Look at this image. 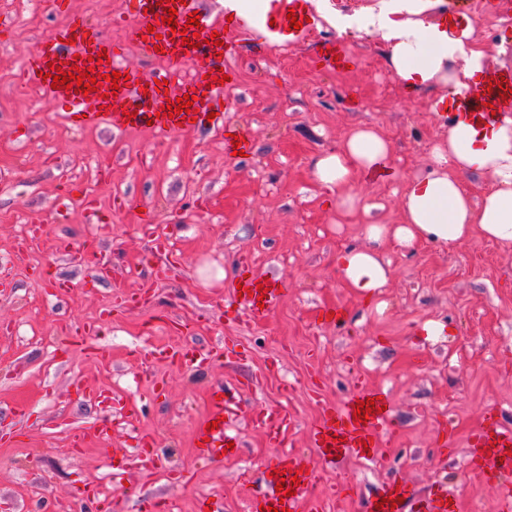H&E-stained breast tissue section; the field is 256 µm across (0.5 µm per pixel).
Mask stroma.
<instances>
[{
	"label": "stroma",
	"instance_id": "35a3bbf8",
	"mask_svg": "<svg viewBox=\"0 0 512 512\" xmlns=\"http://www.w3.org/2000/svg\"><path fill=\"white\" fill-rule=\"evenodd\" d=\"M70 5L121 42L126 0ZM471 16L479 49L512 70V42L499 41L512 17L487 5ZM0 17V323L11 326L0 334V505L95 512L83 496L94 486L112 512L160 500L193 512L203 494L222 512H248L268 486L264 461L278 452L320 470L305 494L324 512H370L394 484L414 494L444 488L456 512H496L498 494L471 469L469 444L486 412L512 429V247L387 246L381 311L344 288L332 262L338 248L363 243L368 221L399 223L404 183L424 171L443 132L430 92L404 88L379 38L330 25L300 46L236 39L223 130L169 134L158 152L151 126L78 130L57 101L20 87L25 58L64 21L54 0H0ZM333 38L347 45L350 68L313 64L315 47ZM359 125L387 138L400 177L353 182L349 193L372 211L341 214L311 161ZM227 129L244 135L248 153L225 151ZM87 241L109 261L108 278L75 255ZM245 256L282 289L258 322L235 307V278L199 274ZM328 308L341 318L320 320ZM429 320L448 321L452 333L423 335ZM170 350L213 358L186 369ZM360 382L392 398L395 430L376 460L324 458L310 433L324 406L343 405ZM216 383L233 397L242 447L209 461L192 439ZM280 408L291 434L277 451L262 417ZM93 424L107 425V439L72 447L71 436ZM443 428L450 458L440 452ZM145 441L160 464L137 455L104 466L105 449ZM344 479L357 484L355 500L337 499Z\"/></svg>",
	"mask_w": 512,
	"mask_h": 512
}]
</instances>
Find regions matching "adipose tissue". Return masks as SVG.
I'll use <instances>...</instances> for the list:
<instances>
[{"label": "adipose tissue", "instance_id": "obj_1", "mask_svg": "<svg viewBox=\"0 0 512 512\" xmlns=\"http://www.w3.org/2000/svg\"><path fill=\"white\" fill-rule=\"evenodd\" d=\"M440 0H378L362 17L366 33L388 48L387 62L408 90L440 86L430 103L442 115L446 132L430 150L423 174L403 191L402 221L368 224L367 246H345L333 257L343 287L371 301L386 285L390 270L381 256L391 244L411 250L422 244L445 248L479 237L512 246V116L484 117L460 103L484 89L497 71L494 59L478 50L479 32L467 17L428 23L423 13ZM465 171L491 179L493 188L473 200L458 175ZM314 180L336 196L337 208L351 211L357 199L348 193L355 179L389 181L397 173L388 140L373 128H356L336 149L321 153L312 166Z\"/></svg>", "mask_w": 512, "mask_h": 512}]
</instances>
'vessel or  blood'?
I'll use <instances>...</instances> for the list:
<instances>
[{"instance_id": "b4317fda", "label": "vessel or blood", "mask_w": 512, "mask_h": 512, "mask_svg": "<svg viewBox=\"0 0 512 512\" xmlns=\"http://www.w3.org/2000/svg\"><path fill=\"white\" fill-rule=\"evenodd\" d=\"M239 0H224V16L218 20L200 17L198 32L202 39L199 48L184 49L180 33L171 32L165 22H158L157 14L163 13V6L157 0H130L133 18L123 24L122 43H114L91 24L84 16L71 15L68 22L42 38L28 56L23 69L24 81L37 87L41 92L52 93L64 108L66 119L71 127L78 129H122L129 122L139 124L151 123L161 135L191 129L193 122H204L206 117H213L215 124H222L219 115L220 103L224 99V87L217 83L216 76L222 59L231 55L234 38L241 33L260 37L264 43L273 46H296L304 44L312 31L325 26V18L317 11L314 0H263L259 11L248 12L240 9ZM295 13L303 26L291 28L287 20L288 13ZM218 34L220 45L210 44L211 34ZM134 45L145 53H153L155 46H163V59L168 64L165 74L167 82L154 86L153 76L137 69H124L119 61L123 45ZM107 52L109 59L100 63L98 72L103 75L98 91L83 94L71 90L52 89L47 77L50 65H57L62 70L71 66L87 68L91 57L98 52ZM315 64L323 69L341 70L349 62L346 47L340 42L330 46H319L315 52ZM185 66L192 67L196 73L193 80L170 86L169 81ZM127 70L130 79L126 86L112 88L110 73ZM504 81L493 92L480 98L465 100V111L481 113L486 103L502 104L505 110L512 111V97L503 98V91L512 90V72L504 73ZM196 98L198 110L196 117L181 113L174 118H166L165 112L170 100L184 95ZM135 112V120H128V112ZM243 275L238 282L246 287V295L240 302L257 318L264 317L266 309L272 308L281 296L280 288L274 287L264 297H257L255 290L262 279L254 274L251 264H243ZM226 391L223 385H214L208 400V412L205 421L199 424L193 446L196 455L205 459L231 456L229 443L232 439L228 424L224 422L223 399ZM381 398L382 412L370 414L368 422L354 420V403L358 400ZM352 403L339 408L328 406L314 432L312 441L320 453L332 455H357L371 458L373 448L379 444L382 434L393 427V413L389 408L390 397H379L377 390L361 387L352 395ZM512 445V431L501 427L495 413L485 415L483 430L474 435L470 442V465L485 473L492 483H500L503 475L512 472V457L507 456L506 448ZM300 462L283 456L270 458L265 469L271 483L292 480L300 477L302 486L308 487L319 479L318 472L300 475ZM448 492L436 489L419 497L410 498L412 512H454L448 502ZM285 506L288 512H322L323 504L319 499H308L300 503L298 496L282 497L280 492L258 496L249 504V512H260L264 507Z\"/></svg>"}]
</instances>
